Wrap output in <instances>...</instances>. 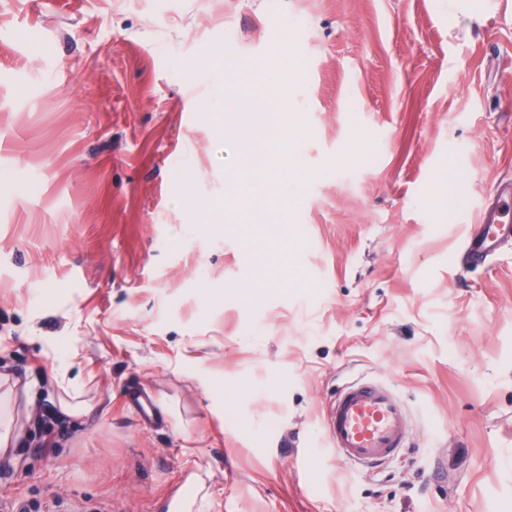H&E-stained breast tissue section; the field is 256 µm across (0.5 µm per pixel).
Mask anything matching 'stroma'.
I'll use <instances>...</instances> for the list:
<instances>
[{"mask_svg":"<svg viewBox=\"0 0 512 512\" xmlns=\"http://www.w3.org/2000/svg\"><path fill=\"white\" fill-rule=\"evenodd\" d=\"M485 3L0 0V374L93 405L12 457L0 512L190 483L197 512H512V245L460 256L512 181V0ZM225 49L252 109L292 71L288 159L225 133L221 66L187 73ZM363 381L406 416L377 468L326 440ZM461 15H467L470 20L480 18L479 4L470 0H448V23L457 24Z\"/></svg>","mask_w":512,"mask_h":512,"instance_id":"stroma-1","label":"stroma"}]
</instances>
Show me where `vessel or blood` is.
Listing matches in <instances>:
<instances>
[{"instance_id":"vessel-or-blood-1","label":"vessel or blood","mask_w":512,"mask_h":512,"mask_svg":"<svg viewBox=\"0 0 512 512\" xmlns=\"http://www.w3.org/2000/svg\"><path fill=\"white\" fill-rule=\"evenodd\" d=\"M480 230L464 244L468 263L490 260L512 244V184H498L479 209ZM328 440L347 462L374 467L393 456L405 439L404 409L385 385L354 383L332 403L325 421Z\"/></svg>"}]
</instances>
